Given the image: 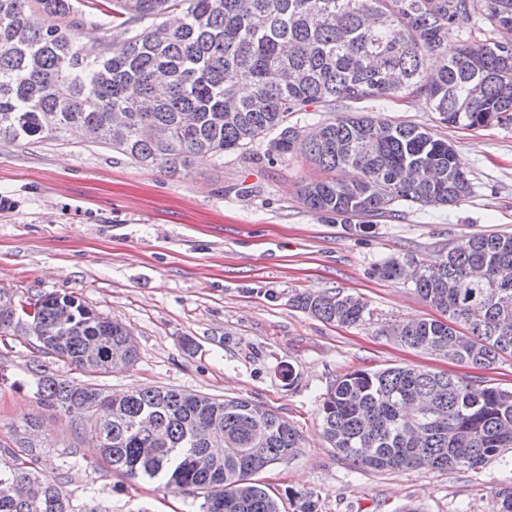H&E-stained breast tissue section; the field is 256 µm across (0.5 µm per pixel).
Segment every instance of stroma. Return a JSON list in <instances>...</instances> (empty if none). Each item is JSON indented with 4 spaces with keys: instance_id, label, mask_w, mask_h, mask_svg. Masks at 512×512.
<instances>
[{
    "instance_id": "1",
    "label": "stroma",
    "mask_w": 512,
    "mask_h": 512,
    "mask_svg": "<svg viewBox=\"0 0 512 512\" xmlns=\"http://www.w3.org/2000/svg\"><path fill=\"white\" fill-rule=\"evenodd\" d=\"M365 111L450 141L472 193L453 206L399 203L371 229L306 208L302 182L319 171L300 156L267 162L263 147L220 166L169 173L68 134L0 143V288L28 297L71 293L133 334L138 359L101 379L112 393L173 388L241 397L294 427L301 446L258 476L280 512L307 495L315 512H491L489 491L512 486V449L478 467L358 470L331 448L319 415L337 378L411 366L512 390V357L474 368L401 345L387 329L438 311L412 281L387 280L390 257L430 266L477 234L512 233V128H453L422 100L369 101ZM342 292L367 303L342 327L299 308L301 294ZM24 339L0 337V443L11 422L43 421L47 472L62 474L77 512H200V496L99 465L65 469L57 449L74 434L38 404Z\"/></svg>"
}]
</instances>
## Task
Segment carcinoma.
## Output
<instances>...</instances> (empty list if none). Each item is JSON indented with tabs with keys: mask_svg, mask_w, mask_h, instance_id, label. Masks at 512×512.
<instances>
[{
	"mask_svg": "<svg viewBox=\"0 0 512 512\" xmlns=\"http://www.w3.org/2000/svg\"><path fill=\"white\" fill-rule=\"evenodd\" d=\"M165 21L143 25L166 14ZM480 21L447 56L460 16ZM120 28L122 48L104 33ZM443 57L434 70L427 60ZM422 98L440 123L512 127V0H0V137L42 140L82 132L145 166L177 171L266 143L270 162L298 150L328 177L300 199L336 217H378L399 202L452 206L471 194L454 146L416 126L366 115L360 104ZM344 110L336 111V104ZM322 105L311 128L288 116ZM415 291L444 319L388 330L448 358L489 366L512 355V234H479L451 247ZM35 313L20 318L21 303ZM298 307L339 325L363 321L366 303L313 294ZM0 336L36 350L40 403L75 438L100 439L113 472L162 479L203 496L201 512H280L254 476L291 456L297 432L243 398L175 389L109 394L89 377L132 366L130 331L72 294L22 301L0 289ZM325 437L358 469L474 468L512 448V391L409 366L355 370L323 398ZM25 417L0 445V512H74L62 476L40 467ZM512 512V486L492 492Z\"/></svg>",
	"mask_w": 512,
	"mask_h": 512,
	"instance_id": "1",
	"label": "carcinoma"
}]
</instances>
